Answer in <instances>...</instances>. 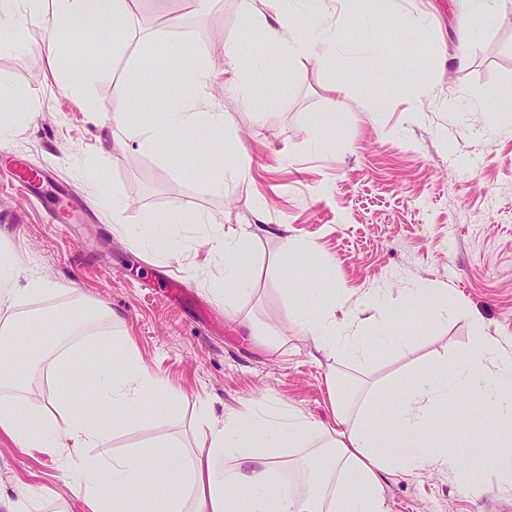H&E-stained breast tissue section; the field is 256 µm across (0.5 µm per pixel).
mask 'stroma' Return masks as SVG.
I'll return each mask as SVG.
<instances>
[{"label":"stroma","instance_id":"1","mask_svg":"<svg viewBox=\"0 0 512 512\" xmlns=\"http://www.w3.org/2000/svg\"><path fill=\"white\" fill-rule=\"evenodd\" d=\"M395 7L426 21L431 91L415 98L399 92L412 43L351 27L350 48L338 61L350 100L335 130L316 122L334 99L333 75L317 65H280L272 97L256 77L249 105L226 93L224 56L213 44L239 33L237 0H210L200 15L185 0H131L137 27L152 31L183 13L182 35L208 53L213 99L230 115L238 150L252 160L249 181L223 194L188 169L189 161L211 158L206 144L192 143L172 161L140 150L141 115L98 142L85 112L51 77L40 29L31 30L26 49L0 51V84L32 110L24 125L0 134V149L24 167L49 171L81 207L69 228L51 223L15 172L1 170L0 244L69 286L70 298L86 296L118 311L123 322L112 332L135 336L144 361L183 401L181 412L146 418L114 438L108 451L160 436L190 440L204 401L219 418L271 400L328 419L325 367L309 356L311 341L294 326L276 262L288 236L318 251L304 282L334 280L347 302L378 290L395 298L418 281L448 291L447 318L424 324L412 352L381 350L366 366L346 363L348 381L366 373L396 377L441 355L456 358L477 321L512 355V102L487 109L512 92V0H498L493 21L463 38L458 25L469 0H396ZM371 75L380 81L366 103L360 88ZM112 195L127 202L124 218L134 227L174 204L227 227L265 225L243 262L249 291L236 304L281 336L283 346L256 347L245 326L225 317L223 302L194 270L206 253L200 225L181 227L180 256L147 254L113 234L105 202ZM167 276L187 285L189 300L169 296ZM473 482L467 489L434 470L393 475L384 485L388 512H512V493L483 484L478 473ZM19 488L43 496V512H82L55 456L0 438V492L11 496Z\"/></svg>","mask_w":512,"mask_h":512}]
</instances>
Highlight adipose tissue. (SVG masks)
<instances>
[{"instance_id": "obj_1", "label": "adipose tissue", "mask_w": 512, "mask_h": 512, "mask_svg": "<svg viewBox=\"0 0 512 512\" xmlns=\"http://www.w3.org/2000/svg\"><path fill=\"white\" fill-rule=\"evenodd\" d=\"M13 2L0 0V49L27 47L31 28H39L54 72L62 66V43L94 35L123 55L152 39L133 24L128 0H22L25 9L20 13L11 12ZM341 2L354 4L352 21L359 27L405 32L415 42L426 34L413 15H378L373 0ZM238 8L241 30L221 50L233 74L228 89L241 103L252 98V75L272 72L276 60L313 61L335 69L343 36L305 37L294 25L301 9L313 27L322 26L327 0H275L271 22L255 0H238ZM257 30L263 31L270 53L256 51L252 34ZM165 48L168 58L182 63L178 80H171L151 56L133 57L131 65L166 89L167 107L153 109L128 79L120 82L107 105L72 86L81 109L102 135L135 113H150V123L139 131L142 149L164 157L200 138L224 156L223 166L202 172L211 191L220 193L247 181L250 159L228 147L229 116L207 92L204 60L196 59L186 41L169 42ZM183 224L205 225L208 250L199 273L211 293L223 299L228 317L239 319L234 300L245 287L240 259L258 238L260 225L226 228L210 223L205 214L173 206L149 218L137 243L153 255L177 256L183 248L178 235ZM314 252L313 245L288 236L281 242L278 261L295 323L311 338L313 359L326 362L329 421L291 408L270 414L256 403L226 413L219 422L205 404L191 445L162 437L102 456L99 448L118 431L135 427L153 412L175 410L180 396L143 361L133 336L105 332V325L120 319L107 304L84 300L19 314L29 300L58 295L62 287L24 273L19 253L0 247V307L10 311L0 322V435L17 447L61 457L63 476L85 512H388V476L429 469L461 476L472 457L481 459L485 483L499 482L503 468L512 465V363L500 360L497 339L476 325L456 369L437 358L387 383L360 381L354 394H345L341 364L349 359L369 362L379 347L410 352L416 325L447 310L448 291L413 284L402 289L398 302L380 291L348 307L344 289L336 284L300 285V261ZM20 276L25 286H17ZM73 379L79 387H70ZM38 381L54 386L43 408L30 401ZM86 393L96 415L75 407ZM389 396L399 401L396 437L385 421L375 418L379 403ZM462 397L473 402L474 411L457 408ZM481 412L494 419V433L480 442L459 443L457 434L475 429ZM286 448L300 452L289 465L282 459Z\"/></svg>"}]
</instances>
